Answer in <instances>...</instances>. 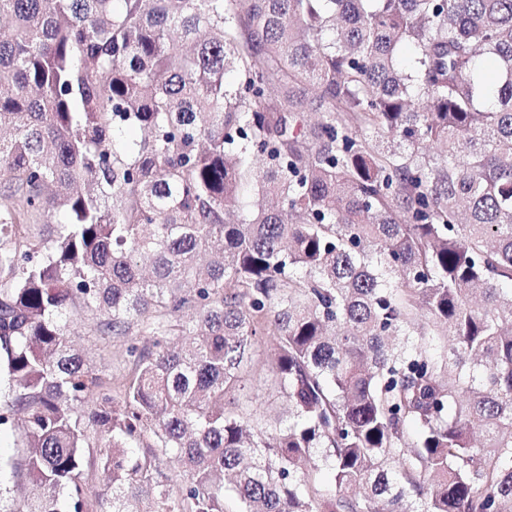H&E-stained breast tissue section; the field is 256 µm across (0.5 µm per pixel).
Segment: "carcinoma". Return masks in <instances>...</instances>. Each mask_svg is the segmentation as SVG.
Here are the masks:
<instances>
[{
	"instance_id": "carcinoma-1",
	"label": "carcinoma",
	"mask_w": 512,
	"mask_h": 512,
	"mask_svg": "<svg viewBox=\"0 0 512 512\" xmlns=\"http://www.w3.org/2000/svg\"><path fill=\"white\" fill-rule=\"evenodd\" d=\"M4 17L0 469L35 493L0 512H512V0ZM78 309L148 338L118 410ZM264 336L271 430L224 411Z\"/></svg>"
}]
</instances>
